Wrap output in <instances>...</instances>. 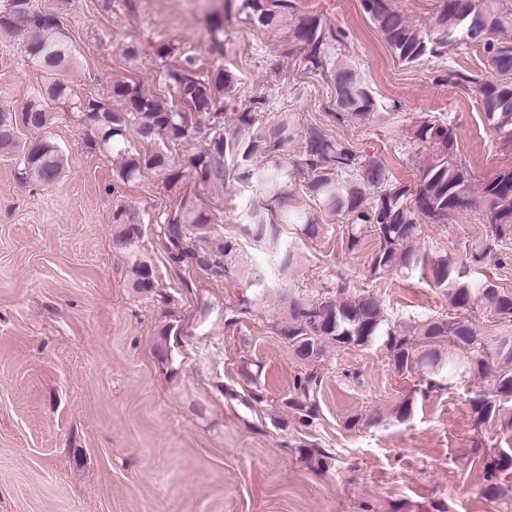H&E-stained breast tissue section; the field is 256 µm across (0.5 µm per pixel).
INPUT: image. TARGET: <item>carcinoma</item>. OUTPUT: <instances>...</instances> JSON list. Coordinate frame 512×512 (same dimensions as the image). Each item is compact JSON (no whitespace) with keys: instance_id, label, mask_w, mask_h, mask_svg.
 Listing matches in <instances>:
<instances>
[{"instance_id":"obj_1","label":"carcinoma","mask_w":512,"mask_h":512,"mask_svg":"<svg viewBox=\"0 0 512 512\" xmlns=\"http://www.w3.org/2000/svg\"><path fill=\"white\" fill-rule=\"evenodd\" d=\"M237 2L238 14L246 22L268 30L286 25L294 8L290 0ZM14 6L11 21L0 28L25 31L27 58L45 78L21 110L0 105V112H15L19 126L38 132L49 128L55 113L48 111L47 103L59 101L94 131L90 148L106 149L120 159L117 176L124 183L136 180L144 170H155L170 185L188 176L204 188L231 181L261 187L262 198L246 208L235 238L224 236V228L201 207L199 196L182 197L176 210L158 225L172 264L241 284L246 295L239 304L247 308L264 303L277 284L265 268L240 262V240L275 251L278 265L289 268L299 255L294 247L282 244L284 225H299L312 241L334 230L333 225L319 224L309 213L296 209L293 185L301 174L305 193L324 211L346 220L343 233L349 251L360 249L365 238H373L366 266L370 280L420 269L431 274L456 314L390 318L375 294L364 289L347 296L344 282L336 285L334 294H290L277 333L288 340L295 356L319 363L326 360L330 343L338 350L376 348L400 373L425 368L433 377L443 372L450 380L473 377L483 383L472 398L476 425L500 421L512 426L508 411L512 405V291L477 270L483 263L501 264L502 254L512 249V166L499 169L483 181L481 189H475L470 170L456 161L455 129L434 119L425 118L410 128L412 138L429 148L414 188L397 181L381 157L359 154L350 142L319 125L309 124L297 133L295 116L288 112L281 113L275 123L264 124L249 108L236 113L233 124L226 127L221 102L235 91V77L221 67L199 75L193 56L168 43L158 44L155 55L166 59L178 53L181 60L167 70L164 94L149 96L136 83L116 82L106 99L81 98L72 93L66 78L77 50L69 44L63 24L45 16L34 0H14ZM362 6L386 45L406 64L438 56L440 49L457 41L481 49L499 78L450 69L448 82L471 88L491 129L499 139L512 142V81L507 80L512 75V39L503 37V19L486 6V0H441L425 27L387 0H362ZM340 43L341 34L311 16L289 28L288 53L298 47L306 66L333 88L337 119L358 125L390 124L393 113L377 110L357 69L333 58ZM132 129L143 145L141 150L130 145ZM298 137L302 154L290 170L278 158L288 154ZM190 141L196 152L183 169L165 143ZM0 145L17 160L22 180L50 186L62 179L63 154L49 138L27 140L16 129ZM463 210L476 211L487 220L485 234L472 241L465 255L433 258L416 247L422 233L418 216L443 224L448 214ZM113 221L112 245L127 259L130 287L142 296H157L158 275L145 272L153 263L144 253V232L135 213L118 210ZM473 313L487 316L488 323L475 324ZM176 335V326L168 323L152 345V354H163L159 362L168 370L174 363L172 338ZM441 342L448 347L439 346ZM321 386L318 373L305 372L294 379L288 394V407L308 424L317 414ZM511 468L512 452L488 456L483 466L485 493L501 494L497 474Z\"/></svg>"}]
</instances>
